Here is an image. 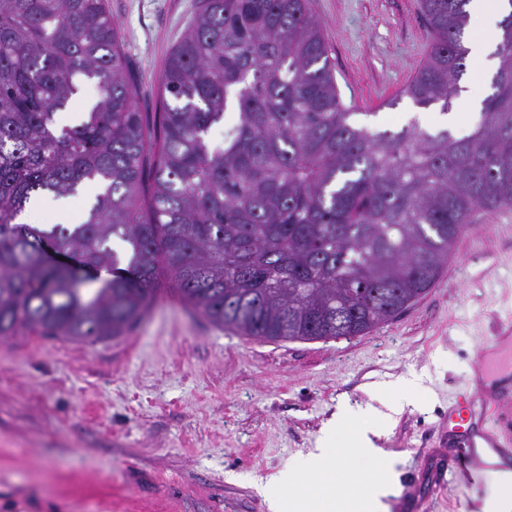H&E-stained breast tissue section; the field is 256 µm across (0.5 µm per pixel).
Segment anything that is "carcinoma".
Instances as JSON below:
<instances>
[{"instance_id":"obj_1","label":"carcinoma","mask_w":512,"mask_h":512,"mask_svg":"<svg viewBox=\"0 0 512 512\" xmlns=\"http://www.w3.org/2000/svg\"><path fill=\"white\" fill-rule=\"evenodd\" d=\"M467 2L420 0L432 48L404 90L418 106H453ZM501 28L494 92L466 135L394 132L340 101L307 0H200L147 127L106 0H0V338H118L161 276L213 323L268 341L393 319L474 210H512V13ZM82 80L98 100L61 126ZM88 185L80 223H14L36 195ZM46 244L110 277L75 279Z\"/></svg>"}]
</instances>
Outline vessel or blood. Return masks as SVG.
I'll use <instances>...</instances> for the list:
<instances>
[{
  "label": "vessel or blood",
  "mask_w": 512,
  "mask_h": 512,
  "mask_svg": "<svg viewBox=\"0 0 512 512\" xmlns=\"http://www.w3.org/2000/svg\"><path fill=\"white\" fill-rule=\"evenodd\" d=\"M476 376L489 375L512 380V324L499 323L493 336L478 351L473 364ZM507 401L502 394L493 390L481 393L463 392L459 395L455 408L449 409V416L465 412L470 420V431L465 437L449 435L448 456L451 467L447 476L439 477L438 488L447 483L474 486L478 473L487 469L488 464L479 445L487 450L501 453L502 444L498 439V429L502 421V410ZM486 450V451H487Z\"/></svg>",
  "instance_id": "1"
}]
</instances>
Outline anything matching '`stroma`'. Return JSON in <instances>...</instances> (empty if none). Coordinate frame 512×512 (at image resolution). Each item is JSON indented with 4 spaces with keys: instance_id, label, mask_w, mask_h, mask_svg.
Segmentation results:
<instances>
[{
    "instance_id": "stroma-1",
    "label": "stroma",
    "mask_w": 512,
    "mask_h": 512,
    "mask_svg": "<svg viewBox=\"0 0 512 512\" xmlns=\"http://www.w3.org/2000/svg\"><path fill=\"white\" fill-rule=\"evenodd\" d=\"M199 0H107L153 120L172 46ZM341 102L392 131L438 127L405 88L432 41L419 0H308ZM512 312V216L479 211L430 290L369 333L320 341L250 338L215 325L159 280L151 307L106 341L0 339V512H268L255 485L337 440L336 479L392 471L390 512H465L481 490L447 486L437 439L481 345ZM419 378L423 391L394 388ZM404 401L382 453L358 459L367 407Z\"/></svg>"
}]
</instances>
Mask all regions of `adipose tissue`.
<instances>
[{"label": "adipose tissue", "mask_w": 512, "mask_h": 512, "mask_svg": "<svg viewBox=\"0 0 512 512\" xmlns=\"http://www.w3.org/2000/svg\"><path fill=\"white\" fill-rule=\"evenodd\" d=\"M465 9L470 22L465 45L474 75L467 100L474 106L483 98L486 75L498 64L495 52L502 37L500 22L512 12V0H468ZM337 431V422H328L315 451L259 485L258 491L269 512H302L304 502L309 499L321 501L320 512H336V496L332 492L336 459L332 447Z\"/></svg>", "instance_id": "adipose-tissue-1"}]
</instances>
